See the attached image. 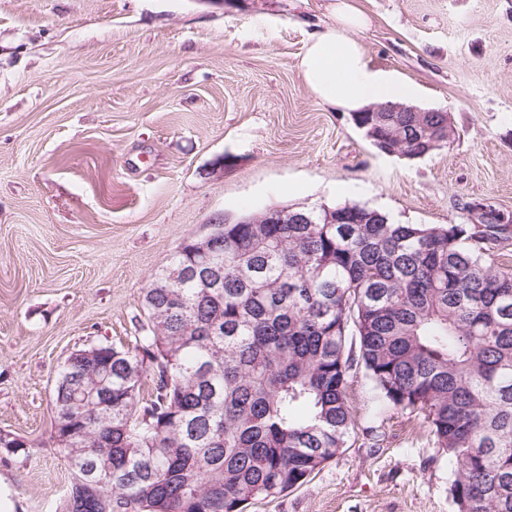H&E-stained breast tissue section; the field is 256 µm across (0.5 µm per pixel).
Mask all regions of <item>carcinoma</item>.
<instances>
[{
    "instance_id": "cac0c4a2",
    "label": "carcinoma",
    "mask_w": 512,
    "mask_h": 512,
    "mask_svg": "<svg viewBox=\"0 0 512 512\" xmlns=\"http://www.w3.org/2000/svg\"><path fill=\"white\" fill-rule=\"evenodd\" d=\"M395 153L448 146V112H354ZM213 224L224 287L147 288L127 345L72 352L54 390L70 479L54 512H244L346 447L347 379L424 415L455 512H512V223ZM192 242L157 270L184 273ZM177 305L173 310L170 305Z\"/></svg>"
}]
</instances>
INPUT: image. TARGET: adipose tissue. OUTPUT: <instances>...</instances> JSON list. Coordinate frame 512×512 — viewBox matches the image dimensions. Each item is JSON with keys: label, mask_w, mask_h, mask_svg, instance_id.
Listing matches in <instances>:
<instances>
[{"label": "adipose tissue", "mask_w": 512, "mask_h": 512, "mask_svg": "<svg viewBox=\"0 0 512 512\" xmlns=\"http://www.w3.org/2000/svg\"><path fill=\"white\" fill-rule=\"evenodd\" d=\"M335 23L313 34L301 60L304 82L323 103L346 112H358L372 104L405 103L416 88L373 68L355 38L366 23L350 0H335Z\"/></svg>", "instance_id": "ef3b65f1"}]
</instances>
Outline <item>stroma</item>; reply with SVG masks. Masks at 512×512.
I'll return each mask as SVG.
<instances>
[{"label": "stroma", "mask_w": 512, "mask_h": 512, "mask_svg": "<svg viewBox=\"0 0 512 512\" xmlns=\"http://www.w3.org/2000/svg\"><path fill=\"white\" fill-rule=\"evenodd\" d=\"M332 0H0V480L52 512L69 470L51 434L67 356L129 341L152 274L210 224L344 204L458 224L512 212V0H352L372 66L449 112L418 159L376 150L299 62ZM355 428L303 485L247 512H453L422 417L350 372Z\"/></svg>", "instance_id": "35a3bbf8"}]
</instances>
